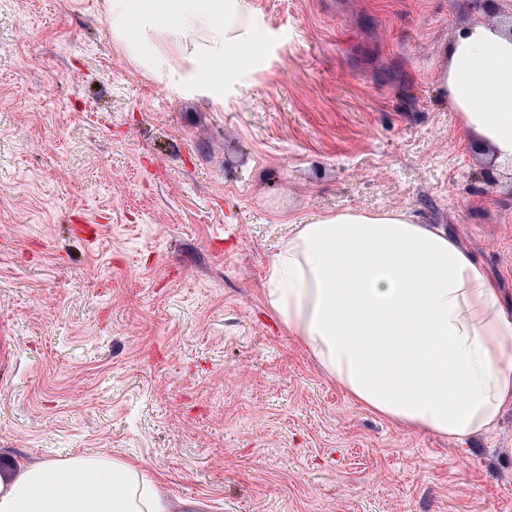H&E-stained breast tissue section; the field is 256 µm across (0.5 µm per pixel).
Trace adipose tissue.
Returning a JSON list of instances; mask_svg holds the SVG:
<instances>
[{"label": "adipose tissue", "mask_w": 512, "mask_h": 512, "mask_svg": "<svg viewBox=\"0 0 512 512\" xmlns=\"http://www.w3.org/2000/svg\"><path fill=\"white\" fill-rule=\"evenodd\" d=\"M113 39L143 74L224 97L252 44L246 0H109ZM440 86L464 130L512 158V35L475 23L443 49ZM263 305L360 408L464 441L512 406V316L445 228L408 210L348 209L297 225ZM0 512H173L138 460L75 455L0 479Z\"/></svg>", "instance_id": "ef3b65f1"}]
</instances>
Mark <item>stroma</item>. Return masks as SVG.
Returning <instances> with one entry per match:
<instances>
[{"label": "stroma", "instance_id": "obj_1", "mask_svg": "<svg viewBox=\"0 0 512 512\" xmlns=\"http://www.w3.org/2000/svg\"><path fill=\"white\" fill-rule=\"evenodd\" d=\"M223 103L144 75L108 0H0V476L138 458L207 512H512V408L466 443L358 405L261 301L293 225L409 210L512 313V172L440 88L512 0H248Z\"/></svg>", "mask_w": 512, "mask_h": 512}]
</instances>
